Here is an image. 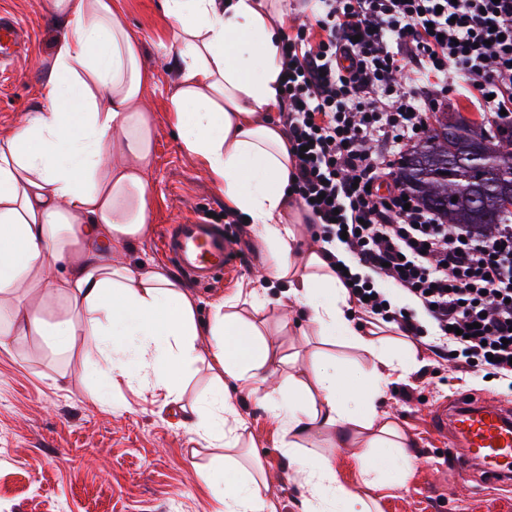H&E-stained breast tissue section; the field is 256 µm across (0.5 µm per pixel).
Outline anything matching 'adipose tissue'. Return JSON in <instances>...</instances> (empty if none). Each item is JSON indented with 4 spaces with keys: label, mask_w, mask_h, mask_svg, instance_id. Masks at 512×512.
Here are the masks:
<instances>
[{
    "label": "adipose tissue",
    "mask_w": 512,
    "mask_h": 512,
    "mask_svg": "<svg viewBox=\"0 0 512 512\" xmlns=\"http://www.w3.org/2000/svg\"><path fill=\"white\" fill-rule=\"evenodd\" d=\"M178 29L167 71L175 90L168 110L184 151L224 192L227 211L248 218L267 251V276L287 280L316 335L368 354L372 379L406 370L400 356L353 326L347 288L336 275L344 252L297 248L295 227L305 215L292 206L294 171L288 140L272 118L281 99L286 18L278 0H163ZM59 30L42 106L0 135V295L23 286L62 293L75 319L55 325L37 310L16 306L13 332L51 337L67 346L75 336L101 337L110 354L101 370L111 381L139 364L165 397L209 339L212 399L185 427L201 437H224V417L236 409L225 378L248 384L274 414H287L288 433L334 432L340 448L385 446L387 454L362 470L365 486L405 482L411 455L381 419L373 396L344 398L335 364L313 367L301 391L284 395L264 369L271 358L259 330L232 311L238 297L213 303L208 324L196 301L164 268L115 264L113 251L139 239L149 222L147 173L154 160L155 121L143 109L145 87L157 83L141 46L119 19L116 0H51ZM67 274L53 280L51 270ZM308 488L304 512H371L369 499L342 484L330 459L298 458L286 448ZM207 485L214 512H271L254 481L225 482L215 467Z\"/></svg>",
    "instance_id": "adipose-tissue-1"
}]
</instances>
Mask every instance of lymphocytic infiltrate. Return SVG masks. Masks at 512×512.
Returning <instances> with one entry per match:
<instances>
[{
	"instance_id": "obj_1",
	"label": "lymphocytic infiltrate",
	"mask_w": 512,
	"mask_h": 512,
	"mask_svg": "<svg viewBox=\"0 0 512 512\" xmlns=\"http://www.w3.org/2000/svg\"><path fill=\"white\" fill-rule=\"evenodd\" d=\"M318 41L283 45L292 192L341 243L350 297L456 367L512 377V225L447 224L397 177L404 149L466 88L512 114V0H316ZM414 304L392 310L389 287Z\"/></svg>"
}]
</instances>
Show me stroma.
<instances>
[{"label":"stroma","instance_id":"obj_1","mask_svg":"<svg viewBox=\"0 0 512 512\" xmlns=\"http://www.w3.org/2000/svg\"><path fill=\"white\" fill-rule=\"evenodd\" d=\"M49 4L0 0V14L12 15L30 32L20 59L0 64V134L40 106L38 89L57 36ZM118 5L145 63L161 76L144 93L156 123L150 224L144 237L117 258L162 265L166 227L210 214L225 224L224 193L182 150L167 110L174 81L164 67L176 44L161 0H119ZM226 226L241 265L229 278L188 284L200 301L199 321L210 320L212 302L242 294L235 311L263 332L271 349L268 378L286 389L306 380L320 362L347 372L369 369L363 351L314 336L305 309L288 304L287 283L259 278L267 259L253 227L240 219ZM407 355L415 359V369L388 378L376 400L378 412L407 438L413 464L405 486L368 492L361 468L373 462V455L337 447L332 432H312L305 446L330 456L339 480L353 492L371 495L376 512H512V484L487 487L477 472L465 485L449 477L448 438L431 421L437 406L469 393L512 406V389L495 377L458 372L422 344L408 343ZM101 361L95 336L73 337L63 350L52 349L40 336H9L0 345V512H212L205 475L218 464L219 452L182 426L211 385L207 361L192 366L176 404L165 402L140 373L110 385L96 371ZM405 383L413 388L407 401L398 395ZM224 385L237 412L227 423L237 441L231 456L243 469L251 457L260 459L275 512H301L307 491L282 453L288 441L284 418L237 381L228 378Z\"/></svg>","mask_w":512,"mask_h":512}]
</instances>
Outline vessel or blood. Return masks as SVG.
I'll return each mask as SVG.
<instances>
[{
    "label": "vessel or blood",
    "instance_id": "1",
    "mask_svg": "<svg viewBox=\"0 0 512 512\" xmlns=\"http://www.w3.org/2000/svg\"><path fill=\"white\" fill-rule=\"evenodd\" d=\"M27 31L9 16L0 17V56H17ZM161 248L180 273L197 282L232 273L238 267L233 243L221 225L202 220L169 225ZM438 428L448 433L454 475L467 482L472 470L501 481L512 477V409L478 397L462 396L454 405L435 410Z\"/></svg>",
    "mask_w": 512,
    "mask_h": 512
}]
</instances>
